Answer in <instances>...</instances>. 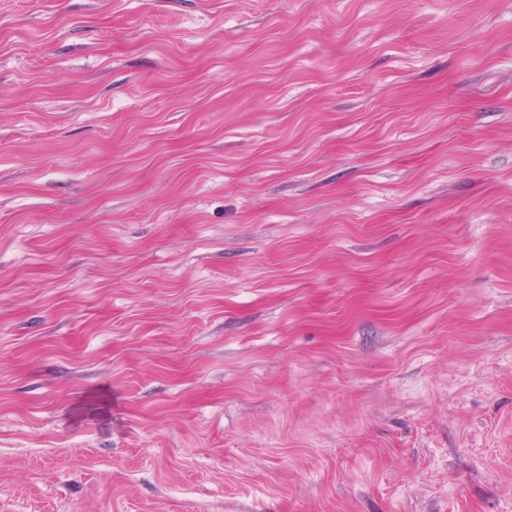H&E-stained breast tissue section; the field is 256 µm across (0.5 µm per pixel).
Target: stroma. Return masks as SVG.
Instances as JSON below:
<instances>
[{"label":"stroma","instance_id":"1","mask_svg":"<svg viewBox=\"0 0 512 512\" xmlns=\"http://www.w3.org/2000/svg\"><path fill=\"white\" fill-rule=\"evenodd\" d=\"M0 512H512V0H0Z\"/></svg>","mask_w":512,"mask_h":512}]
</instances>
